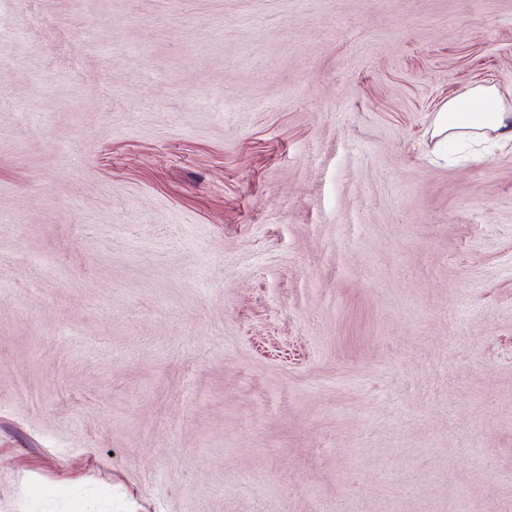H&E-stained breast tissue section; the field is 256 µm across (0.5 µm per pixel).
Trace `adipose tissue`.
Segmentation results:
<instances>
[{"instance_id": "1", "label": "adipose tissue", "mask_w": 512, "mask_h": 512, "mask_svg": "<svg viewBox=\"0 0 512 512\" xmlns=\"http://www.w3.org/2000/svg\"><path fill=\"white\" fill-rule=\"evenodd\" d=\"M433 133L451 142L471 143L491 136L512 141V112L497 89L475 86L450 98L436 113Z\"/></svg>"}]
</instances>
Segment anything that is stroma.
Segmentation results:
<instances>
[{"instance_id":"1","label":"stroma","mask_w":512,"mask_h":512,"mask_svg":"<svg viewBox=\"0 0 512 512\" xmlns=\"http://www.w3.org/2000/svg\"><path fill=\"white\" fill-rule=\"evenodd\" d=\"M0 27V512H512V0ZM496 88L475 86L452 97L436 113L433 136L448 142L471 143L495 133L493 138L512 141V113ZM477 106V108H475ZM463 115L462 120L457 116Z\"/></svg>"}]
</instances>
